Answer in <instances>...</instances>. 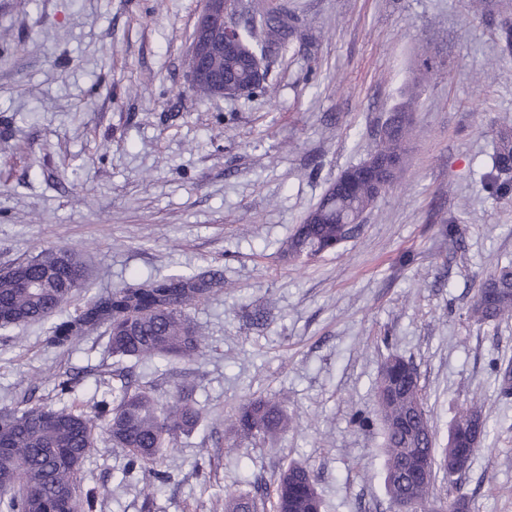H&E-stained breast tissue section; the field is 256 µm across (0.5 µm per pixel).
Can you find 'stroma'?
<instances>
[{"label": "stroma", "mask_w": 512, "mask_h": 512, "mask_svg": "<svg viewBox=\"0 0 512 512\" xmlns=\"http://www.w3.org/2000/svg\"><path fill=\"white\" fill-rule=\"evenodd\" d=\"M302 40L265 60L270 94L197 97L188 52L202 0H0V267L68 246L87 267L82 297L147 276L224 269V293L193 305L206 353L139 373L168 394L195 389L207 426L168 457L147 499L125 457L91 448L81 489L95 512H224L226 490L273 484L295 461L324 512H393L383 433L362 427L390 353L412 361L439 441L461 407L493 432L459 485L471 512H512V322L467 310L512 261V192L482 176L512 127V55L497 33L512 0H281ZM431 78L393 187L336 251L291 261L282 248L342 170L379 139L411 72ZM42 323L0 329V410L24 398L93 410L112 386L102 341L48 347ZM80 374L74 396L57 377ZM285 403L292 428L264 447H227L243 400Z\"/></svg>", "instance_id": "1"}]
</instances>
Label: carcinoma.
<instances>
[{
	"instance_id": "obj_1",
	"label": "carcinoma",
	"mask_w": 512,
	"mask_h": 512,
	"mask_svg": "<svg viewBox=\"0 0 512 512\" xmlns=\"http://www.w3.org/2000/svg\"><path fill=\"white\" fill-rule=\"evenodd\" d=\"M294 33L284 5H261L245 15L242 35L257 53L282 52ZM213 65L236 82L243 76L231 54L215 58ZM424 80L423 73L414 78L405 91L406 100L394 109L402 119L365 160L345 172L356 174L383 157L407 153L414 135L412 112ZM491 161L493 189L508 191L511 129L497 132ZM375 202L367 183L355 195H322L286 242L284 255L309 258L336 250L359 229L348 223L349 217ZM84 281L80 257L66 247H50L23 263L1 268L0 328L48 322L45 342L56 348H68L102 329L108 354L119 363L192 360L202 355L206 343L188 309L224 292V271L208 268L123 284L89 298L74 314L60 316ZM468 316L487 328L512 320V265L497 268L482 282ZM79 383L78 375L65 372L58 376L56 388L62 396L71 395ZM375 396L374 414L385 431V489L395 512H423L439 472L448 480L446 512H469V501L458 487L460 475L448 470L446 461L460 449L473 458L489 439V418L481 407L472 403L461 408L448 429V441L439 448L410 361L390 355L380 368ZM201 420L191 391L178 388L162 401L126 366L112 370V398L101 399L90 413L74 405L26 404L0 412V512H94L96 492L79 495L77 478L99 434L124 452L125 475L142 474L147 495H153L171 480L170 472L162 469L168 452ZM225 422L228 439L235 445L275 441L291 426L285 405L262 397L242 402ZM224 512H322V501L309 469L290 462L271 491L226 492Z\"/></svg>"
}]
</instances>
